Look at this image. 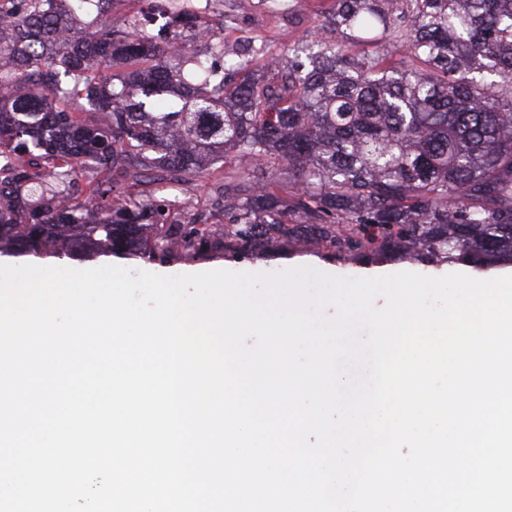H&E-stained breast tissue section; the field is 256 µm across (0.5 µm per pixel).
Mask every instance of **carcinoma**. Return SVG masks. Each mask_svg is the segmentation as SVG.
Segmentation results:
<instances>
[{"mask_svg":"<svg viewBox=\"0 0 512 512\" xmlns=\"http://www.w3.org/2000/svg\"><path fill=\"white\" fill-rule=\"evenodd\" d=\"M28 2L0 10L1 253L61 232L78 260L195 253L211 230L158 223L149 187L219 164L226 251L306 233L330 258L512 264V0H336L324 23L341 38L262 75L197 29L190 0H169L190 32L163 45L112 24L114 0ZM121 65L137 69L118 82Z\"/></svg>","mask_w":512,"mask_h":512,"instance_id":"obj_1","label":"carcinoma"}]
</instances>
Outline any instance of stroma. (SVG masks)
Returning <instances> with one entry per match:
<instances>
[{
	"instance_id": "35a3bbf8",
	"label": "stroma",
	"mask_w": 512,
	"mask_h": 512,
	"mask_svg": "<svg viewBox=\"0 0 512 512\" xmlns=\"http://www.w3.org/2000/svg\"><path fill=\"white\" fill-rule=\"evenodd\" d=\"M332 0H289L288 9L277 11L267 0H253L248 9H241L238 0H210L213 15V31L223 37L226 45L239 44L248 37L260 46L252 54L250 66L262 68L269 57L280 54L307 36L318 34L323 40L334 39L335 34L321 30V7L330 6ZM222 172H213L193 192L181 186L159 184L154 199L167 221L190 222L197 209L214 196V186L222 180ZM113 264L134 271H147L163 275L195 274L212 270L249 272L260 270L274 274L288 269L315 265L316 269L335 277H375L400 271H410L428 276H444L463 273L477 279H493L512 275V265H489L478 269L464 263L427 265L400 254L385 260L331 259L321 247H307L300 242L279 241L256 250L247 257L237 258L225 252L221 245L208 244L192 256L174 255L148 259L139 254L116 255Z\"/></svg>"
}]
</instances>
